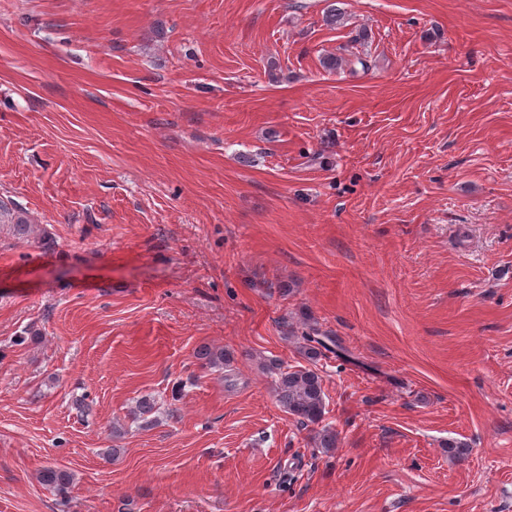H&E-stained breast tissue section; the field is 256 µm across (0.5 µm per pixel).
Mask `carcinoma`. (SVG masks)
Instances as JSON below:
<instances>
[{"mask_svg":"<svg viewBox=\"0 0 512 512\" xmlns=\"http://www.w3.org/2000/svg\"><path fill=\"white\" fill-rule=\"evenodd\" d=\"M0 223L14 224L24 232L28 220L21 211L0 204ZM296 340L300 353L315 362L322 356V351L328 348L329 337L315 326L306 324ZM198 358L205 361L209 367L218 369L226 367L230 362L224 350L213 347L201 348L198 351ZM271 371L276 375L277 400L285 411L302 427L321 422L325 411V393L323 379L318 370L299 366L285 368L276 364L271 366ZM40 481L52 486L57 493L65 495L71 485L72 475L59 467H47L40 472Z\"/></svg>","mask_w":512,"mask_h":512,"instance_id":"carcinoma-1","label":"carcinoma"}]
</instances>
